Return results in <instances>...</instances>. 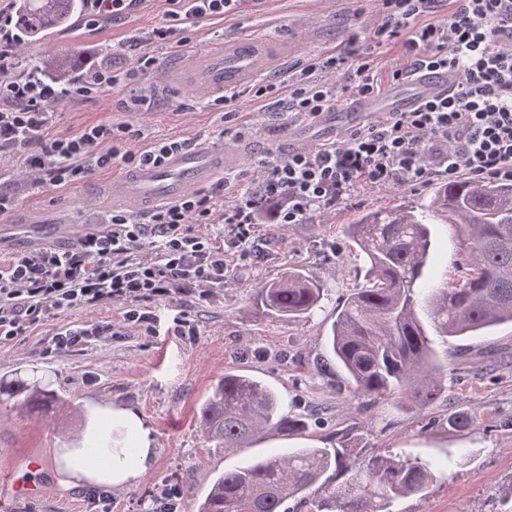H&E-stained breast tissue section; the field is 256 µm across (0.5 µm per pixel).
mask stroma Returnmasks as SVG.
Instances as JSON below:
<instances>
[{
    "mask_svg": "<svg viewBox=\"0 0 512 512\" xmlns=\"http://www.w3.org/2000/svg\"><path fill=\"white\" fill-rule=\"evenodd\" d=\"M167 0H145L139 15L100 21L88 28L78 21L47 39L30 43L24 65L40 71L50 55L74 50L97 66L127 69L140 53L147 34L164 23ZM382 21L381 0H244L238 12L201 19L188 31L180 49L155 43L151 51L157 70H164L211 44L235 35L291 39L301 51L285 69L304 67L339 53L358 57ZM151 77L134 91L102 88L86 97L65 100L54 109L49 138L67 137L85 127L116 121L132 122L141 132L139 147L162 138L200 143H237L238 165L228 176L247 184L256 177L255 164L288 153L285 139L297 122L278 117L275 92L256 98L252 86L240 88L235 111L224 117L214 99L192 96L170 87L139 110L135 95H148ZM14 161L0 165V187L16 192L19 203L10 223L42 230L44 244L62 247L56 238L65 223L73 236L101 222L112 210L106 187L124 173V166L96 172L90 179L64 187L37 189ZM430 185L417 188L361 184L352 202L314 212L303 224L261 227L263 256L239 263L227 286L213 289L206 300L189 296L147 303L158 317L155 328L127 321L121 304L51 312L29 335L0 345V375L18 370L48 378L63 395L80 405L88 420L112 426L114 442L127 448L134 434L112 411L137 414L150 430L154 457L149 468L123 487L94 486L75 481L67 466L69 444L49 418L20 419L10 406H0V488L24 480L42 486V498L16 512H100L89 495L109 496L112 512H143L159 489L175 486L190 492L181 512L203 497L216 477L255 457L290 448H343L345 466L331 474L333 484L345 482L375 454H398L431 462L436 480L424 498L402 501L404 512H495L502 488L512 484V325L482 336H458L470 355L460 369L445 367L444 394L425 410L409 409L397 399L374 400L354 391L343 372L328 361L325 334L336 307L353 288L366 283V264L341 233L359 211L398 204L423 206ZM298 268L321 279L325 297L309 318L291 322L258 309L255 287ZM184 314L185 334L174 332L173 319ZM108 326L112 335L92 339L67 351L53 347L57 333ZM228 370L251 375L273 388L282 410L307 421L302 435H276L251 447L225 454L201 435L197 407L211 386ZM462 409L475 417L472 431L448 428L449 413ZM471 448L475 459L460 465L456 454ZM43 460L36 472L26 469L30 456Z\"/></svg>",
    "mask_w": 512,
    "mask_h": 512,
    "instance_id": "35a3bbf8",
    "label": "stroma"
}]
</instances>
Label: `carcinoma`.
<instances>
[{"label": "carcinoma", "mask_w": 512, "mask_h": 512, "mask_svg": "<svg viewBox=\"0 0 512 512\" xmlns=\"http://www.w3.org/2000/svg\"><path fill=\"white\" fill-rule=\"evenodd\" d=\"M84 10V0H8L17 16L14 50L25 60V45L54 27H66ZM48 77L65 85L84 79L95 66L71 55L48 62ZM427 210L448 224L462 256L459 278L436 282L429 266V221L413 207L398 205L360 212L343 235L357 245L369 264L368 285L356 288L336 308L327 346L356 392L375 399L400 395L423 410L444 393L442 363L429 332L444 338L481 336L512 324V181L461 178L438 185ZM323 283L297 268L255 288L254 302L270 315L300 321L319 307ZM13 402L22 414L78 417L82 409L38 376L0 378V404ZM206 440L224 451L246 448L260 436L301 435L307 424L281 412L276 393L248 375L226 372L198 408ZM474 417L464 411L448 416V426L470 429ZM83 449L85 458L107 455L112 440L87 441L62 435ZM342 466L339 451L294 448L228 470L211 484L196 512H283L288 500L321 484L324 496L315 512H399L412 496H425L435 480L428 462L397 455L370 458L344 484L323 476Z\"/></svg>", "instance_id": "cac0c4a2"}]
</instances>
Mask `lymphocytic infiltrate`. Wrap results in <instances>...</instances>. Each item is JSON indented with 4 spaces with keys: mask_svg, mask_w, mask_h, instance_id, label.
I'll list each match as a JSON object with an SVG mask.
<instances>
[{
    "mask_svg": "<svg viewBox=\"0 0 512 512\" xmlns=\"http://www.w3.org/2000/svg\"><path fill=\"white\" fill-rule=\"evenodd\" d=\"M232 0H169L166 25L149 42L183 47L184 26L223 14ZM436 19L439 0H382L385 16L356 63L347 57L313 62L287 79L284 112L311 120L336 102L337 90L359 98L380 96L373 66L383 43L399 42L410 62L394 67L403 81L421 71H448L459 81L409 112L359 127L341 139L257 164L259 177L237 188L232 203L191 192L156 209L142 223L112 214L108 230L85 234L78 246L42 248L17 255L0 268V344L27 335L47 314L74 308L126 304L127 320L152 323L143 302L182 296L206 299L229 278L232 265L256 258L264 216L278 224H303L317 209L345 202L360 183L416 187L464 172L475 179L512 181V0H452ZM11 17L0 12V159L21 158L33 184L53 188L79 183L117 164L163 165L187 142L158 141L134 148L139 130L128 122L86 128L65 139L45 140L55 105L71 94L120 88L148 75L156 63L142 51L125 74L99 69L76 90L31 76H14ZM344 72L343 88L320 78L323 69ZM213 225L210 234L198 232Z\"/></svg>",
    "mask_w": 512,
    "mask_h": 512,
    "instance_id": "lymphocytic-infiltrate-1",
    "label": "lymphocytic infiltrate"
}]
</instances>
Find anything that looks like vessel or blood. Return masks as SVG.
I'll use <instances>...</instances> for the list:
<instances>
[{"label":"vessel or blood","mask_w":512,"mask_h":512,"mask_svg":"<svg viewBox=\"0 0 512 512\" xmlns=\"http://www.w3.org/2000/svg\"><path fill=\"white\" fill-rule=\"evenodd\" d=\"M287 46L256 37H238L167 69L155 90L176 84L192 94L209 95L235 89L256 77L271 75L290 54ZM452 76L442 71L422 72L409 82L405 92L393 91L381 101L359 100L354 115L374 112H405L425 97L449 90ZM237 144H201L174 154L160 166L146 165L113 180L108 191L114 202L141 210L179 200L194 189L221 177L237 164Z\"/></svg>","instance_id":"obj_1"}]
</instances>
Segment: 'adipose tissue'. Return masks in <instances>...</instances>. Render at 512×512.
<instances>
[{
    "label": "adipose tissue",
    "instance_id": "ef3b65f1",
    "mask_svg": "<svg viewBox=\"0 0 512 512\" xmlns=\"http://www.w3.org/2000/svg\"><path fill=\"white\" fill-rule=\"evenodd\" d=\"M138 448L133 456L127 458L106 457L99 464H89L78 459L70 465L72 475L79 480L108 487L123 486L132 483L150 465L153 455L149 431L142 422H135Z\"/></svg>",
    "mask_w": 512,
    "mask_h": 512
}]
</instances>
